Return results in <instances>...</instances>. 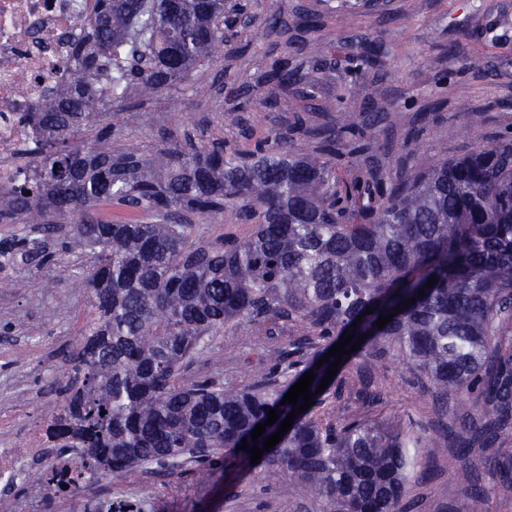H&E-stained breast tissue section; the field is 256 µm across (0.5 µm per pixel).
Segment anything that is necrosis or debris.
<instances>
[{"instance_id": "1", "label": "necrosis or debris", "mask_w": 512, "mask_h": 512, "mask_svg": "<svg viewBox=\"0 0 512 512\" xmlns=\"http://www.w3.org/2000/svg\"><path fill=\"white\" fill-rule=\"evenodd\" d=\"M93 0H0V187L27 169L13 150L32 136L21 115L34 111L48 88L68 83L73 16Z\"/></svg>"}]
</instances>
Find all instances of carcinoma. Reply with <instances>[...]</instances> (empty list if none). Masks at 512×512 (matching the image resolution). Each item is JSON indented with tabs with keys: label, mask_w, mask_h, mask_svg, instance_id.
I'll list each match as a JSON object with an SVG mask.
<instances>
[{
	"label": "carcinoma",
	"mask_w": 512,
	"mask_h": 512,
	"mask_svg": "<svg viewBox=\"0 0 512 512\" xmlns=\"http://www.w3.org/2000/svg\"><path fill=\"white\" fill-rule=\"evenodd\" d=\"M76 24L70 82L24 116L33 175L0 188V223L31 225L29 235L0 242V258L47 264L59 220L71 223L65 250L95 256L79 285L96 318L68 356L63 404L52 414L65 438L60 454L78 456L67 481L45 477L50 490L65 483L72 492L86 475L187 465L206 482L219 461L248 468L251 448H264L293 412L281 404L285 394L311 370L314 406L263 452V466L322 512H401L418 451L437 447L427 429L315 413L336 357L317 362L347 331L366 341L344 358L392 350L435 393L476 396L471 443L512 423V339L503 337L512 322L511 138L388 178L369 163L377 149L370 125H309L301 103L316 98L317 68L286 60L259 79L276 92L228 93L249 112L297 90L293 131L315 140L308 153L290 152L271 133L248 150L189 142L114 153L110 125L89 147L75 136L110 109L163 95L223 57L224 0H95ZM250 25L263 42L281 15ZM112 205L129 217H101L99 207ZM229 209L254 224L251 234L210 242L187 220L208 223ZM432 276L437 283L425 287ZM241 326L289 338L272 349L257 344L273 370L240 387L187 375L215 337ZM272 409L279 420L252 439ZM489 470L511 482L512 457H491Z\"/></svg>",
	"instance_id": "carcinoma-1"
}]
</instances>
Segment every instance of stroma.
I'll return each mask as SVG.
<instances>
[{
    "label": "stroma",
    "instance_id": "stroma-1",
    "mask_svg": "<svg viewBox=\"0 0 512 512\" xmlns=\"http://www.w3.org/2000/svg\"><path fill=\"white\" fill-rule=\"evenodd\" d=\"M224 26L226 47L216 62L193 71L180 89L119 107L106 116L112 126V149L150 152L173 144L219 143L245 148L249 131L285 133L288 105L238 111L230 85L255 93L254 79L271 58L318 65L317 103L334 104L336 124L374 122L377 159L395 172L406 156L402 142L419 128L420 162L463 156L474 145L496 144L512 136V0H229ZM281 12L286 26L263 44L251 45L244 16ZM318 11L325 28L299 35L301 13ZM371 43L378 61L352 73V58L362 43ZM481 114L477 130L469 119ZM90 257L56 252L46 267L21 262L0 269V448L17 452V470L8 493L0 492V512H71L98 494L141 512H314L306 498L277 472L224 470L215 466L207 482L191 474L148 476L132 472L117 480L85 487L76 497H50L38 480L39 469L26 457L24 439L52 414L58 395L55 382L67 372L65 358L87 332L93 307L75 282ZM245 334L219 336L209 362L195 365L199 374L222 372L225 380L244 383L255 369L249 363ZM374 378L378 401L357 399L362 382ZM340 397L327 398L322 415L333 419L415 421L428 431L460 429L458 401L449 397L440 409L424 391L420 377L398 356L368 355L342 365L337 373ZM486 472L466 480L453 445L425 449L406 493L407 512H445L441 490L455 484L458 504L470 512H512V485L489 499L471 496L472 482H487Z\"/></svg>",
    "mask_w": 512,
    "mask_h": 512
}]
</instances>
